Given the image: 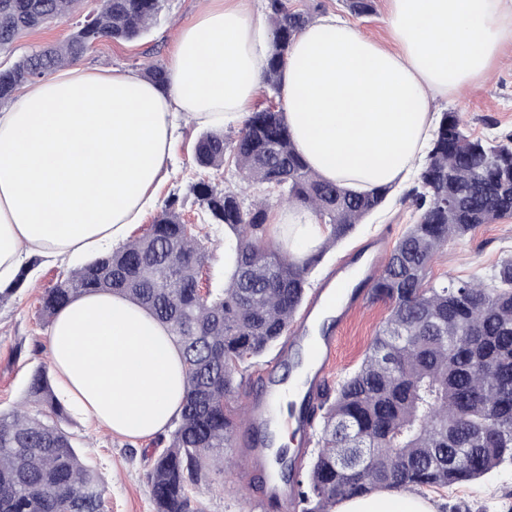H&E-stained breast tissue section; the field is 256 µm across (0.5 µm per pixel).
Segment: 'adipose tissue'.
Wrapping results in <instances>:
<instances>
[{
    "label": "adipose tissue",
    "instance_id": "1",
    "mask_svg": "<svg viewBox=\"0 0 512 512\" xmlns=\"http://www.w3.org/2000/svg\"><path fill=\"white\" fill-rule=\"evenodd\" d=\"M396 50L327 14L296 38L283 71L285 116L323 179L355 190L414 172L432 104L487 78L512 41V0H388ZM272 30L243 0H206L181 29L166 88L138 73L80 65L22 87L0 108V287L27 255L70 260L122 245L154 202L180 124L243 125L263 84ZM270 222L297 260L324 237L300 207ZM60 396L112 433L147 440L177 417L182 353L128 298L79 296L47 338ZM338 512H432L415 496L344 499Z\"/></svg>",
    "mask_w": 512,
    "mask_h": 512
}]
</instances>
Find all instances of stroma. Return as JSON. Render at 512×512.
I'll use <instances>...</instances> for the list:
<instances>
[{
    "label": "stroma",
    "instance_id": "obj_1",
    "mask_svg": "<svg viewBox=\"0 0 512 512\" xmlns=\"http://www.w3.org/2000/svg\"><path fill=\"white\" fill-rule=\"evenodd\" d=\"M315 3L320 4L322 12L336 13L350 22L357 32L392 46L387 0H374V11L369 15L354 14L345 0H290L294 9H305ZM202 4L203 0H168L159 22L140 38L99 41L81 63L96 71L112 68L138 71L148 59L170 66L181 28L195 20ZM98 6V0H83L79 10L68 19L24 35L18 40L14 53H0V68L11 66L18 55L31 46L65 39L77 23ZM503 53V61L491 78L477 83L464 96L436 100L435 112L459 113L468 133L475 137L494 138L512 133V42L504 46ZM201 132V127L194 124L182 126L155 192L157 207H164L170 198H178L185 220L194 224L199 222L198 206L188 191V184L204 174L193 160L194 144ZM413 213L403 190L392 191L383 208L324 254L310 275L311 286H319L338 264L354 269L356 258L371 253L375 242H383L386 249H393L407 225L412 223ZM508 256H512V218L480 225L465 238L448 242L434 258L427 278L431 281L450 278L486 281ZM21 270L23 279L18 288L0 298V413L9 412L24 401L30 376L48 361L46 343L50 326L40 315V300L48 289L70 273L71 268L34 255L24 260ZM387 314V303L377 300L355 311L336 331V361L330 382H337L360 365ZM280 351V346H273L264 355L243 365L244 387L234 397L233 406H248L250 395L257 387V376L275 379L283 373V365L276 362ZM61 425L71 433L79 454L101 480L103 512H154L147 475L163 448L159 440L122 437L98 426L90 418L73 413L62 418ZM250 443L246 427H238L232 447L224 451L223 469L210 471L206 482L192 490L191 495L202 512H249L247 499L263 495L266 472L254 474L247 485L240 482L236 474ZM422 495L435 512H449L453 507L463 508L464 512H512V463H503L477 480L425 489Z\"/></svg>",
    "mask_w": 512,
    "mask_h": 512
}]
</instances>
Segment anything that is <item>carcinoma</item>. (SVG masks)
<instances>
[{
	"label": "carcinoma",
	"mask_w": 512,
	"mask_h": 512,
	"mask_svg": "<svg viewBox=\"0 0 512 512\" xmlns=\"http://www.w3.org/2000/svg\"><path fill=\"white\" fill-rule=\"evenodd\" d=\"M82 0H0V52L24 33L69 18ZM166 0H101L62 42L34 47L0 69V106L21 86L79 61L100 39L130 41L157 22ZM273 31L264 82L275 94L280 73L313 13L266 0ZM144 77L167 84L160 64ZM203 169L277 192L278 203L311 210L327 226L318 251L302 263L265 241L270 203H245L229 179L190 185L208 223L236 235L224 287L200 294L208 259L195 224L167 201L142 235L70 272L45 292L41 311L53 321L72 299L119 293L167 324L185 365L181 416L149 473L155 512H200L190 490L224 463L237 418L227 403L235 376L288 331L323 253L348 237L386 202L391 187L357 192L321 178L297 150L285 109L253 110L235 137L208 130L195 145ZM415 220L407 225L374 285L390 311L360 366L322 391L320 437L308 466L289 477L300 512H333L342 500L377 491L450 487L512 461V257L493 282H430L427 269L449 240L481 224L512 217V134L502 140L468 134L444 112L421 171L405 194ZM64 407L48 368L30 377L27 399L0 413V512H99L96 473L84 465L72 436L57 422Z\"/></svg>",
	"instance_id": "obj_1"
}]
</instances>
